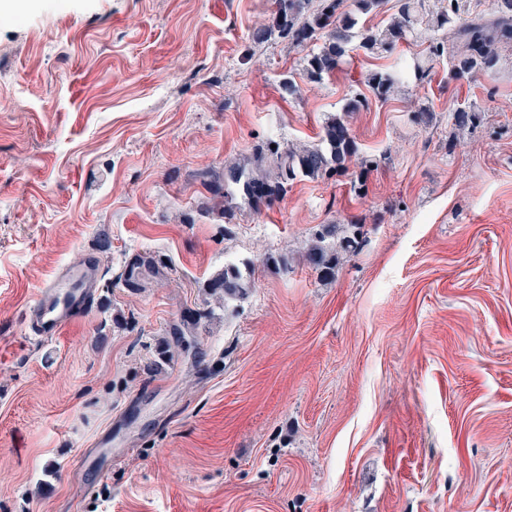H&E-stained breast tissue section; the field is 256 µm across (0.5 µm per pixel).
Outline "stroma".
Here are the masks:
<instances>
[{"mask_svg":"<svg viewBox=\"0 0 512 512\" xmlns=\"http://www.w3.org/2000/svg\"><path fill=\"white\" fill-rule=\"evenodd\" d=\"M315 49L269 0L0 19V512H512V52L382 101L422 42L319 83ZM340 114L346 173L244 195ZM324 224L357 242L328 281ZM88 254L93 309L41 340L26 310ZM230 264L244 300L208 288ZM477 112H481L474 105H460L451 114V133L459 135L474 127L477 119ZM336 232V225L325 224L318 231L316 242L308 250L307 260L321 275L330 277L335 271V262L333 255L329 252L325 242L326 238L332 236Z\"/></svg>","mask_w":512,"mask_h":512,"instance_id":"35a3bbf8","label":"stroma"}]
</instances>
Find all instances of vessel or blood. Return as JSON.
I'll return each mask as SVG.
<instances>
[{
  "mask_svg": "<svg viewBox=\"0 0 512 512\" xmlns=\"http://www.w3.org/2000/svg\"><path fill=\"white\" fill-rule=\"evenodd\" d=\"M95 279L96 270L90 262L79 260L67 265L29 309L28 321L34 334L51 339L84 318L93 306Z\"/></svg>",
  "mask_w": 512,
  "mask_h": 512,
  "instance_id": "obj_1",
  "label": "vessel or blood"
}]
</instances>
